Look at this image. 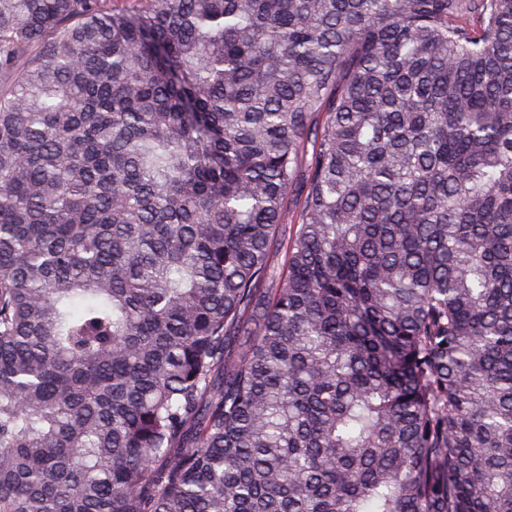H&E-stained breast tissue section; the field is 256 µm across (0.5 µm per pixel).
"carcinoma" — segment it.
I'll list each match as a JSON object with an SVG mask.
<instances>
[{
    "mask_svg": "<svg viewBox=\"0 0 512 512\" xmlns=\"http://www.w3.org/2000/svg\"><path fill=\"white\" fill-rule=\"evenodd\" d=\"M0 512H512V0H0ZM302 194V186L298 184L292 191L289 204H288V226L283 229L282 237H281V245L278 247L277 252L274 254V262L280 269H282L283 265L286 261L287 256V242L291 241L292 237L295 235L297 230L296 221H295V211L297 210L298 203Z\"/></svg>",
    "mask_w": 512,
    "mask_h": 512,
    "instance_id": "obj_1",
    "label": "carcinoma"
}]
</instances>
